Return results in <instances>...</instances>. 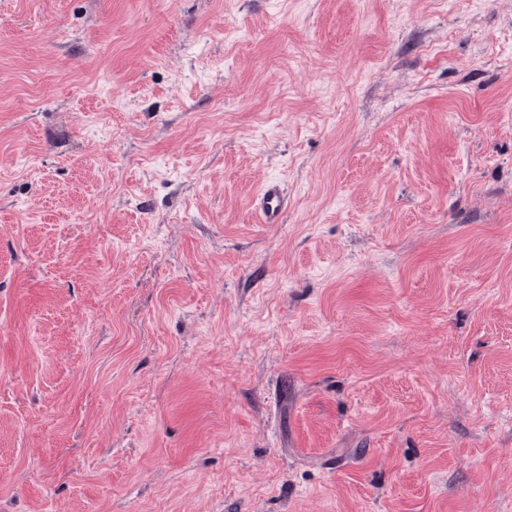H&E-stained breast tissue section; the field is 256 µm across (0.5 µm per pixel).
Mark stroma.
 I'll return each mask as SVG.
<instances>
[{
    "mask_svg": "<svg viewBox=\"0 0 512 512\" xmlns=\"http://www.w3.org/2000/svg\"><path fill=\"white\" fill-rule=\"evenodd\" d=\"M0 512H512V0H0ZM257 209L262 224L283 222L284 214L288 209V197L278 183L267 181L262 186L257 197Z\"/></svg>",
    "mask_w": 512,
    "mask_h": 512,
    "instance_id": "1",
    "label": "stroma"
}]
</instances>
